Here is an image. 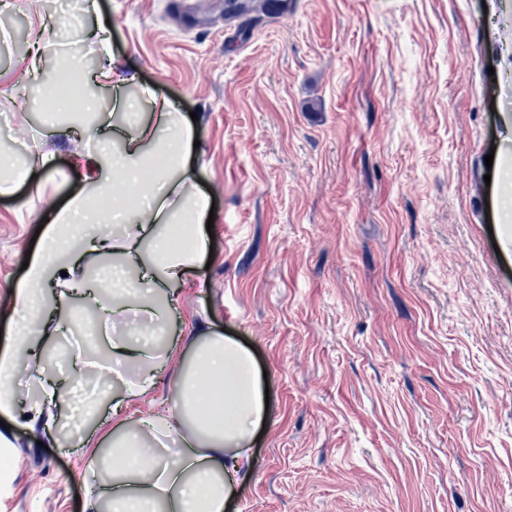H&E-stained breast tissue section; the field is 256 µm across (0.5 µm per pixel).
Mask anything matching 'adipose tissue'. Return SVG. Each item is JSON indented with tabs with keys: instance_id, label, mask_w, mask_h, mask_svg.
<instances>
[{
	"instance_id": "obj_1",
	"label": "adipose tissue",
	"mask_w": 512,
	"mask_h": 512,
	"mask_svg": "<svg viewBox=\"0 0 512 512\" xmlns=\"http://www.w3.org/2000/svg\"><path fill=\"white\" fill-rule=\"evenodd\" d=\"M191 133L169 102L153 103L150 121L136 123L121 135V147L109 166L90 158L92 192L72 198L47 225L24 278L12 288L13 329L24 336L35 316L60 319V309L41 304L46 288L60 287V299L94 301L104 321L114 323L133 311L147 310L155 289L177 292L208 248L203 224L206 195L193 188L188 167ZM112 208H104L106 199ZM493 206L502 244L512 243V138L502 137L493 173ZM120 224L135 238L128 250L105 227ZM80 249L63 254L67 238ZM118 260L131 275L123 287L105 292L100 281L80 276L88 264ZM114 351L140 364L137 382L118 392L112 427L100 439L82 438L79 454H92L100 473L86 479L90 506L112 512H224L243 484L251 463V446L265 421L259 372L251 352L233 338L204 330L194 333L190 350L178 352L172 390L174 413L129 420L123 409L146 395L156 383L157 358L141 335L114 343ZM20 348L0 352V413L46 434L59 432L58 410L64 394L51 382L39 383V402L23 407L14 381Z\"/></svg>"
}]
</instances>
